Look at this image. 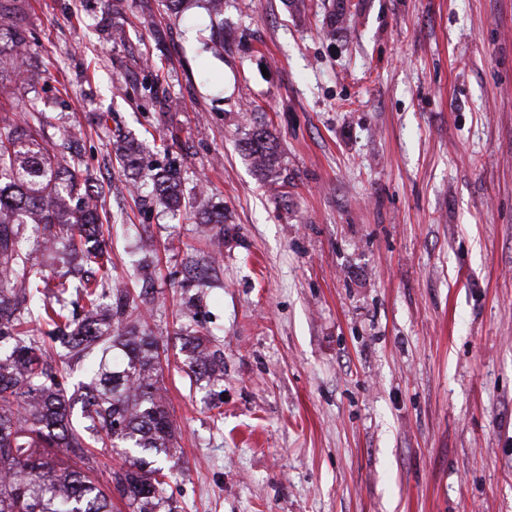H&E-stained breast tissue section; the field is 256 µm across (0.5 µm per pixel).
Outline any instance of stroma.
Instances as JSON below:
<instances>
[{
    "mask_svg": "<svg viewBox=\"0 0 512 512\" xmlns=\"http://www.w3.org/2000/svg\"><path fill=\"white\" fill-rule=\"evenodd\" d=\"M16 5L0 134L34 107L76 142L112 284L148 291L179 512H512V0H224L212 49L203 0ZM4 2L11 0H1L0 1V35L7 36L10 38V41H13L11 52L15 53L16 63L20 64L23 67V70H27V62L28 58L25 54V38L23 36L20 28L15 25V14L13 10L7 6ZM18 49V53L16 50ZM244 150L254 167L260 172H265L272 167L276 159L277 143L272 133L262 126L252 133L245 143ZM156 191L167 206L173 210H178L182 205V196L180 192V179L176 169L165 170L157 178ZM181 341V351L184 352L185 366L191 376L210 379L219 376L224 371V353L220 349L208 347L201 336H174Z\"/></svg>",
    "mask_w": 512,
    "mask_h": 512,
    "instance_id": "obj_1",
    "label": "stroma"
}]
</instances>
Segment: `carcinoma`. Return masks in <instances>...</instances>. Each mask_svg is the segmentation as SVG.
<instances>
[{"label":"carcinoma","mask_w":512,"mask_h":512,"mask_svg":"<svg viewBox=\"0 0 512 512\" xmlns=\"http://www.w3.org/2000/svg\"><path fill=\"white\" fill-rule=\"evenodd\" d=\"M0 35L13 41L16 63L27 67L25 38L13 10L0 0ZM254 167H272L277 143L259 127L245 143ZM75 161L70 139L43 136L41 119L0 137V512H113L112 496L85 467L91 449L105 441L127 445L123 464L108 467V481L128 512H175L166 496L160 457L170 456L175 427L160 385L162 337L156 336L135 298L112 290V260L105 249L98 198L63 179L58 155ZM167 206L182 205L177 170L157 178ZM57 251L86 267L77 281L54 277L28 249ZM75 296L83 317L70 316L65 296ZM49 327L56 359L30 324ZM191 376L224 371V353L200 336L180 335ZM95 350L88 381L69 390L67 368ZM81 404V421L72 406Z\"/></svg>","instance_id":"1"}]
</instances>
